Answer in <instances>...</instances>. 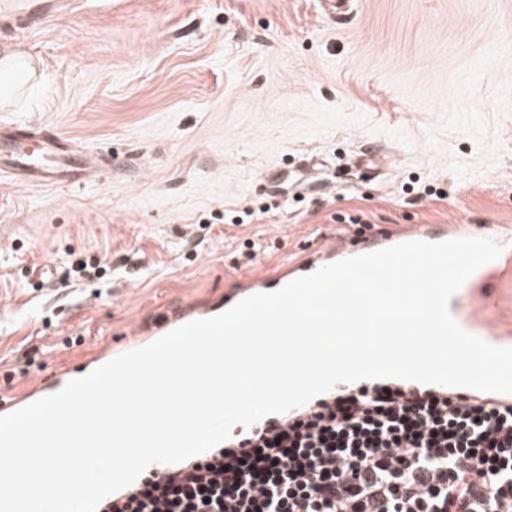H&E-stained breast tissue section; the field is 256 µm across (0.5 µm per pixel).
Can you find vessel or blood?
Here are the masks:
<instances>
[{
    "instance_id": "obj_1",
    "label": "vessel or blood",
    "mask_w": 512,
    "mask_h": 512,
    "mask_svg": "<svg viewBox=\"0 0 512 512\" xmlns=\"http://www.w3.org/2000/svg\"><path fill=\"white\" fill-rule=\"evenodd\" d=\"M74 6L75 0H0V17L16 16L23 20L25 26H44L70 13ZM84 156V151L73 140L54 129L41 128L32 133L0 124V174H7L12 181L58 189L84 185L92 168ZM476 234V229L468 224H411L398 234L368 241L363 250L370 253L409 241L439 242L473 237ZM497 240L504 246L501 255L471 275V287L480 290L488 288L505 268L512 266V234H499ZM354 255V250L348 247L345 238L333 237L302 258L298 264L283 267L274 275L258 277L242 284L238 296L243 299L253 294L278 290L324 265ZM216 314L213 304L192 306L164 320L158 333L163 335L187 322L210 318ZM43 396L41 386L36 385L20 395L8 399L0 397V415L23 408Z\"/></svg>"
}]
</instances>
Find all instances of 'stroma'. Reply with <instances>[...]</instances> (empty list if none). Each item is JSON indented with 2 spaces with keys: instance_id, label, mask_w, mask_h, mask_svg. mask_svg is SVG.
Listing matches in <instances>:
<instances>
[{
  "instance_id": "35a3bbf8",
  "label": "stroma",
  "mask_w": 512,
  "mask_h": 512,
  "mask_svg": "<svg viewBox=\"0 0 512 512\" xmlns=\"http://www.w3.org/2000/svg\"><path fill=\"white\" fill-rule=\"evenodd\" d=\"M21 30L0 21V54L33 71L0 74L18 92L0 123L52 127L108 170L0 181V393L336 234L512 230V0H351L340 22L322 0H79ZM93 256L104 279L68 275ZM482 319L512 331V267Z\"/></svg>"
}]
</instances>
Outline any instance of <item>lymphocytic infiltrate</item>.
<instances>
[{
    "label": "lymphocytic infiltrate",
    "mask_w": 512,
    "mask_h": 512,
    "mask_svg": "<svg viewBox=\"0 0 512 512\" xmlns=\"http://www.w3.org/2000/svg\"><path fill=\"white\" fill-rule=\"evenodd\" d=\"M112 512H512V404L380 385L145 476Z\"/></svg>",
    "instance_id": "lymphocytic-infiltrate-1"
}]
</instances>
